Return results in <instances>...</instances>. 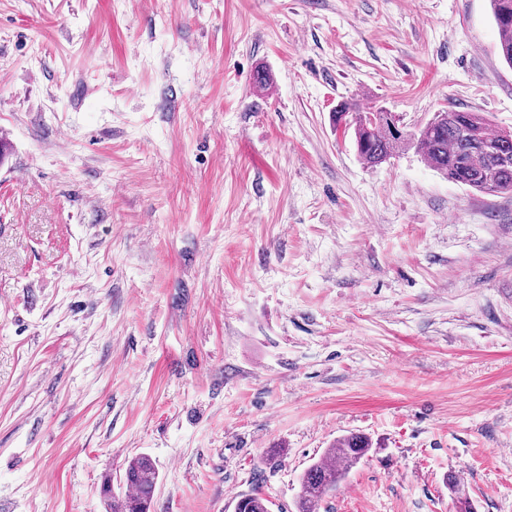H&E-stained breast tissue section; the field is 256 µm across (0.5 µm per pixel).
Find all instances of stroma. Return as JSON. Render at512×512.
<instances>
[{"mask_svg": "<svg viewBox=\"0 0 512 512\" xmlns=\"http://www.w3.org/2000/svg\"><path fill=\"white\" fill-rule=\"evenodd\" d=\"M489 0H0V512H512V194L332 114L512 130ZM270 75L255 86L258 69ZM370 450L368 437L351 434L327 448L323 457L310 465L301 478L296 512H316L324 497L346 478ZM158 475L153 461L147 455L133 458L125 471L126 492L121 496L112 493V481L105 475L100 495L112 512H154L155 490Z\"/></svg>", "mask_w": 512, "mask_h": 512, "instance_id": "35a3bbf8", "label": "stroma"}]
</instances>
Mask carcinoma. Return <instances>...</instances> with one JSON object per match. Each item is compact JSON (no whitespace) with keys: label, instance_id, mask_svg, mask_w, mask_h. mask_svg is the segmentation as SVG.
<instances>
[{"label":"carcinoma","instance_id":"carcinoma-1","mask_svg":"<svg viewBox=\"0 0 512 512\" xmlns=\"http://www.w3.org/2000/svg\"><path fill=\"white\" fill-rule=\"evenodd\" d=\"M499 32V52L512 67V0H490ZM357 106L345 102L336 110V122H345L354 132L357 155L369 166H377L408 146L423 154L428 165L449 179L487 195L512 194V132L493 131L478 112L456 109L438 112L414 133L404 132L377 109L370 122L356 118ZM370 450L368 437L351 434L326 449L301 478L297 512H317L324 497L335 490L350 470ZM158 475L147 455L133 458L125 471L126 492L112 493L111 477H103L100 495L112 512H154ZM454 496L456 512H473L471 502L456 477L446 478ZM271 502L259 494H242L238 512H270Z\"/></svg>","mask_w":512,"mask_h":512}]
</instances>
